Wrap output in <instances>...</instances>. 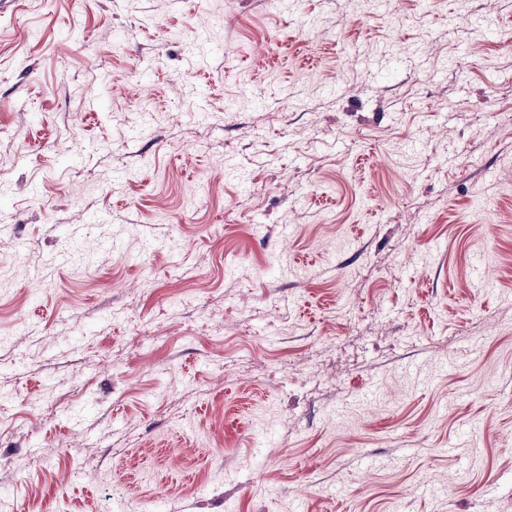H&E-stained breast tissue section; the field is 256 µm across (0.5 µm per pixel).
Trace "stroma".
<instances>
[{
	"label": "stroma",
	"instance_id": "obj_1",
	"mask_svg": "<svg viewBox=\"0 0 512 512\" xmlns=\"http://www.w3.org/2000/svg\"><path fill=\"white\" fill-rule=\"evenodd\" d=\"M1 263L0 512H512V0H19Z\"/></svg>",
	"mask_w": 512,
	"mask_h": 512
}]
</instances>
